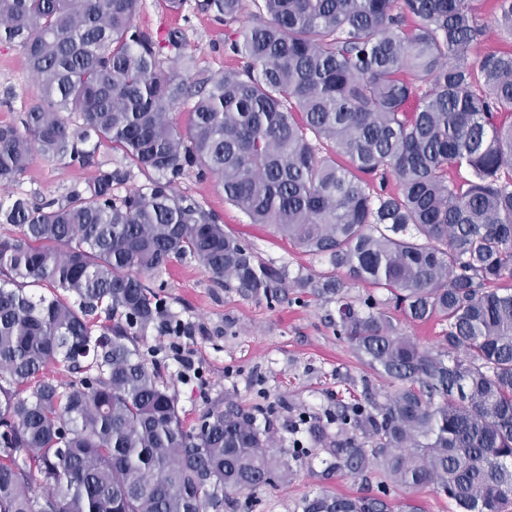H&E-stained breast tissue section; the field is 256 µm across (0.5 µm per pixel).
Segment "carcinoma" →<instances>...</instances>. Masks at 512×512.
Instances as JSON below:
<instances>
[{
	"label": "carcinoma",
	"instance_id": "1",
	"mask_svg": "<svg viewBox=\"0 0 512 512\" xmlns=\"http://www.w3.org/2000/svg\"><path fill=\"white\" fill-rule=\"evenodd\" d=\"M141 2L0 0V43L22 50L42 91L0 125V182L20 181L35 152L84 166L102 144L151 175L118 195L128 170L99 162L61 200L0 201V224L19 229L0 237V512H224L228 492L291 472L270 428L232 399L187 427L139 348L176 324L142 280L175 260L243 295L285 294L284 271L174 193L194 167L251 223L328 258L332 270L295 287L336 295V327L388 382L381 401L302 415L331 465H374L457 512H505L512 49L469 61L487 37L484 0H195L241 59L212 76L194 72L182 30L136 23ZM493 21L512 31V0H494ZM184 104L183 131L172 112ZM341 269L387 291L400 316L345 301ZM402 318L448 328L427 349ZM301 509L395 505L321 492Z\"/></svg>",
	"mask_w": 512,
	"mask_h": 512
}]
</instances>
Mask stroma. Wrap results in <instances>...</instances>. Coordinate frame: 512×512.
Segmentation results:
<instances>
[{"instance_id": "1", "label": "stroma", "mask_w": 512, "mask_h": 512, "mask_svg": "<svg viewBox=\"0 0 512 512\" xmlns=\"http://www.w3.org/2000/svg\"><path fill=\"white\" fill-rule=\"evenodd\" d=\"M142 24L150 28L179 27L187 38V53L199 70L215 74L234 68L224 47V28L200 14H168L157 0H143ZM41 88L28 71L21 50L0 44V123L17 121L39 100ZM94 167H78L34 156L25 177L12 187L0 186V198H63L76 184L92 178ZM178 194L194 198L219 215L226 231L252 246L265 264L285 268L288 279L328 271L326 258L301 252L267 224L251 223L237 207L226 203L216 176L199 178L187 172ZM166 300L171 315L191 329L190 336H167L149 329L141 351L157 369L178 400L186 425H193L206 404L232 396L248 407L261 408L270 424L276 449L292 448L291 431L300 412H319L336 404L363 400L366 393L383 395L388 383L355 354L332 322L336 300L308 288H293L285 302L246 297L212 283L195 260L174 262L167 270L145 278ZM190 349L199 369L182 380L176 349ZM326 453L305 456L292 464L287 481L234 498V512H299L311 493L363 496L377 493L380 475H352L328 467Z\"/></svg>"}]
</instances>
